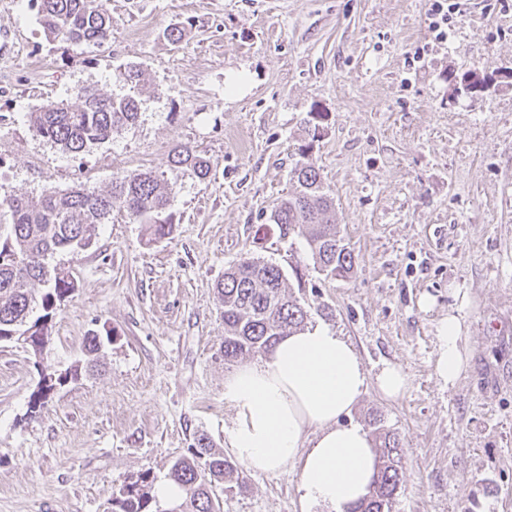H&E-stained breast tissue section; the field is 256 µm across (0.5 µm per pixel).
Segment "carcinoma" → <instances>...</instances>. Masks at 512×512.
Returning a JSON list of instances; mask_svg holds the SVG:
<instances>
[{
    "label": "carcinoma",
    "instance_id": "1",
    "mask_svg": "<svg viewBox=\"0 0 512 512\" xmlns=\"http://www.w3.org/2000/svg\"><path fill=\"white\" fill-rule=\"evenodd\" d=\"M36 10L45 33L69 45H100L112 33V18L100 0H28ZM80 104L51 103L31 113L34 132L71 154L104 143L124 127L136 122L139 102L127 95L116 98L92 87L81 89ZM292 170L296 191L276 203L271 221L286 230H297L307 241L314 263L332 277L346 278L354 265L352 250L338 236L332 220L333 200L324 190L317 168L307 150ZM170 163L186 167L200 179L209 176L211 160L188 145L174 150ZM172 188L152 171L124 174L111 188L99 192L84 185L48 191L38 201L15 196L5 202L11 231L0 238V342H16L28 335V347L39 354L49 343L52 320L58 307L77 288L65 269L52 266L48 257L75 253L85 248L92 228L112 218L114 205L149 225L159 238L169 234L168 213ZM37 284L41 296L33 295ZM224 319V363L245 355L266 352L277 340L304 327L308 310L285 286L283 271L258 258H245L232 265L216 286ZM79 378L78 369L44 375L30 405L36 412L55 385ZM378 472L366 497L354 512H392L401 481L403 449L390 432L378 433ZM170 481L183 496L161 500L152 494L154 478L146 470L123 485L112 497V512H221L213 487L236 482L242 488L237 464L217 450L211 438L199 433L188 454L177 458L169 471Z\"/></svg>",
    "mask_w": 512,
    "mask_h": 512
}]
</instances>
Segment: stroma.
Segmentation results:
<instances>
[{
    "mask_svg": "<svg viewBox=\"0 0 512 512\" xmlns=\"http://www.w3.org/2000/svg\"><path fill=\"white\" fill-rule=\"evenodd\" d=\"M460 2L442 40L431 0H101L110 39L73 47L28 0H0V201L144 170L173 187L165 238L116 209L90 246L54 256L78 288L41 355L0 344V512H112L125 481H166L197 434L226 449L236 366L215 288L245 257L279 266L309 324L357 351L369 384L347 420L400 438L393 512H512V0ZM129 64L134 125L77 155L33 131L31 112L83 87L128 94ZM473 69L484 91L464 89ZM180 144L211 159L208 178L171 167ZM305 145L355 256L346 279L270 221ZM450 314L469 359L447 386L435 362ZM105 327L113 340L85 368V338ZM389 364L409 379L394 401L374 384ZM77 366L29 412L42 375ZM244 477L215 487L223 512H328L301 501L292 468Z\"/></svg>",
    "mask_w": 512,
    "mask_h": 512,
    "instance_id": "obj_1",
    "label": "stroma"
}]
</instances>
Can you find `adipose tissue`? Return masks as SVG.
I'll return each instance as SVG.
<instances>
[{
    "label": "adipose tissue",
    "mask_w": 512,
    "mask_h": 512,
    "mask_svg": "<svg viewBox=\"0 0 512 512\" xmlns=\"http://www.w3.org/2000/svg\"><path fill=\"white\" fill-rule=\"evenodd\" d=\"M462 341L459 318L441 319L435 372L449 386L466 369ZM371 382L396 399L407 376L390 364L368 380L353 346L335 330L315 325L295 331L225 378L224 404L234 414L228 446L254 471L295 468L306 503L348 512L367 493L378 456L367 430L341 418Z\"/></svg>",
    "instance_id": "ef3b65f1"
}]
</instances>
